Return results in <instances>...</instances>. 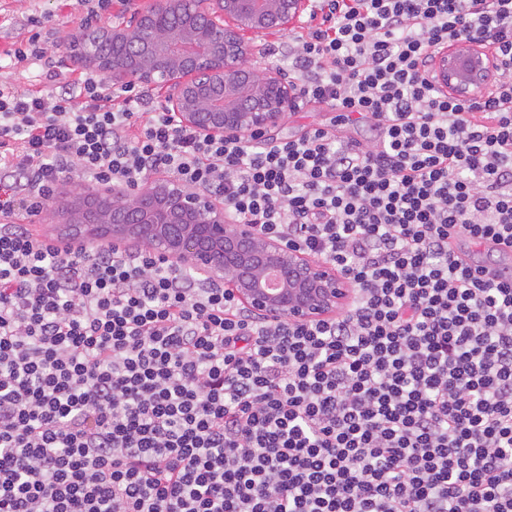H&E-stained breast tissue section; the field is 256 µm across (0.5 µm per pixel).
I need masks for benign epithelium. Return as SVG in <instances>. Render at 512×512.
<instances>
[{"instance_id": "1", "label": "benign epithelium", "mask_w": 512, "mask_h": 512, "mask_svg": "<svg viewBox=\"0 0 512 512\" xmlns=\"http://www.w3.org/2000/svg\"><path fill=\"white\" fill-rule=\"evenodd\" d=\"M310 8V0H217L211 10L199 0H158L130 24L99 31L101 40L127 47L121 57L105 58L86 46L74 60L115 85L173 83L169 109L205 136L264 133L281 122L294 93L277 72L245 64L249 46L242 33L291 28ZM172 12L182 16L174 29L164 24ZM432 75L452 96H478L488 78L481 44L463 56L438 55ZM116 199L112 193L90 198L88 208H62L63 231L140 239L179 265L230 283L248 308L271 318L315 321L352 300V288L332 265L286 249L249 225L228 223L223 205L173 177L151 180L125 210L116 208ZM271 272L277 288L268 286Z\"/></svg>"}]
</instances>
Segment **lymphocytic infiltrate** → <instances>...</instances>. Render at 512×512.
Instances as JSON below:
<instances>
[{
	"instance_id": "obj_1",
	"label": "lymphocytic infiltrate",
	"mask_w": 512,
	"mask_h": 512,
	"mask_svg": "<svg viewBox=\"0 0 512 512\" xmlns=\"http://www.w3.org/2000/svg\"><path fill=\"white\" fill-rule=\"evenodd\" d=\"M269 43L294 109L373 143L207 138L133 84H0V512H512V0H311ZM480 41L486 95L431 80ZM176 178L335 267L309 323L151 249L60 247L28 218L84 183Z\"/></svg>"
}]
</instances>
